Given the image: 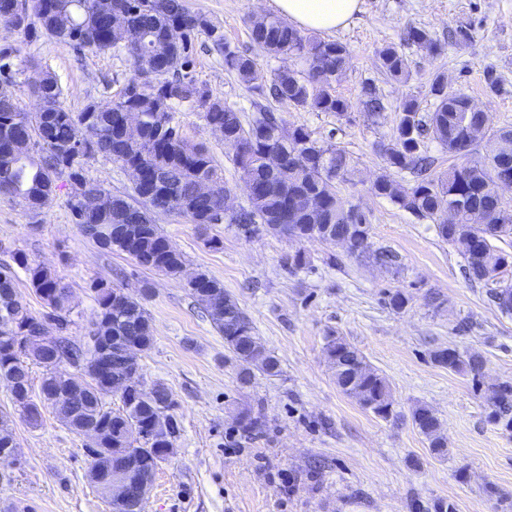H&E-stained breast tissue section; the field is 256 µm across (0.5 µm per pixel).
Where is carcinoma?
I'll list each match as a JSON object with an SVG mask.
<instances>
[{"mask_svg":"<svg viewBox=\"0 0 512 512\" xmlns=\"http://www.w3.org/2000/svg\"><path fill=\"white\" fill-rule=\"evenodd\" d=\"M94 0H38L25 20L18 36L27 40L46 36L56 43L76 50L93 46L106 51L129 45L127 56L134 69L144 64L158 63L164 72L156 89L148 94L132 91L134 79H129L117 99L106 107L87 104L81 111L72 112L62 101V89L55 75L31 61L20 58L19 49L12 45L0 47V55L10 52L16 59L12 77L15 83L24 82L44 107L27 115L26 124L16 129L40 143L42 154L19 167L13 165L11 142L0 139V195L19 199L30 213L33 202L47 195L61 179L85 180L87 176L76 160L59 166V152L76 143L91 130L109 152L108 160L122 168L142 166V182L132 193L121 196L122 205L109 214H100L87 206L77 221L82 234L105 251H122L145 269L170 276H179L185 266L184 255L170 246L158 225L149 223L145 212L157 197L149 196L154 182L162 181L164 188L186 208L168 205L171 212L193 224H210L214 214L224 207L217 197L198 196L195 186L202 179L219 180L222 174L214 157L204 144L189 142L176 117L178 106L188 103L203 110V118L213 128L223 129L233 120L235 139L247 146V152L233 153V162L241 176L249 177L262 186L256 199L231 213L227 223L234 224L247 238L260 233L298 239H328L349 235L345 212L356 208L344 198L339 185L350 181L351 158L347 153L311 137L302 126L290 127L269 107L254 103L255 114L243 122L240 110L213 95L192 75L195 65V41L204 33L211 41V50L224 57V68L233 72L243 84L277 102H286L298 110L330 112L338 116L348 113L350 103L337 96L334 83L346 70L349 58L347 46L339 41L307 36L285 20L268 16L254 21L250 37L268 54L288 56L297 61L296 67H282L265 77L255 61L232 50L224 42V34L200 14L191 11L185 0H149V7L132 17L135 31L108 26L97 21ZM400 41L411 44L428 54H436L440 43L418 27L409 26ZM378 69L389 79L405 81L410 74L407 56L393 43L376 51ZM434 109L424 112L415 96L406 98L399 106L388 143L380 152L385 170L371 186L373 194L384 197L419 218L434 222L435 232L443 241L453 245L466 261L469 275L483 280L489 266L509 264L512 254L496 245L509 238L502 225H512V206L500 201L496 168L512 162L511 152L491 156L481 153L479 144L461 153L469 132L482 127V113L475 109L472 99L460 92L448 90L442 74L436 75L429 87ZM365 114L377 121L387 110L384 98L371 84L364 87L360 99ZM126 112L143 114L139 136L126 137L122 120ZM22 114L14 98H0V122ZM265 126L276 131L274 143L258 135ZM427 140L437 142L453 156L463 158L448 171L435 174L433 161L426 155ZM408 172L413 184L407 189L399 186L393 174ZM313 202L320 221L306 220L300 224H277L275 219L290 207L299 208ZM456 205L453 223L445 222L441 210ZM482 216L484 224L477 229L479 240L469 249L457 243L455 227L473 223L472 213ZM362 227L352 235L347 256L356 260H372L386 265L390 256L372 249L370 225L359 214ZM17 265L27 275L29 287L43 303L45 311L35 314L16 300L17 274L10 266H0V317L8 318L11 330L0 332V381L8 384L14 405L27 420L36 425L41 419L38 404L32 397V369H42L40 395L53 409L57 419L78 433L89 424L98 425L104 433V445L127 449L129 458L146 459L153 448H165L178 433L174 402L168 389L159 384L149 395L121 397L122 410H112L107 395L97 387V358L89 348L72 342L65 335L58 347L66 359L55 363L21 359V340L38 335L46 318L61 321L68 329L72 307L69 289L50 268L32 264L24 254L15 257ZM97 309L92 322L103 336L133 337L139 340L141 351L154 344L155 336L150 316L141 299L121 293L107 283L94 285ZM190 295L207 312L217 331L224 337V347L235 363L241 383L251 382L255 373L273 377L281 372L277 357L256 336L254 327L240 308L238 301L224 289V283L204 273H196V286ZM492 303L503 313L512 314V287L498 293L489 292ZM325 352L334 369L336 385L356 398L373 414L387 418L392 413L393 399L386 379L373 370L365 357L340 336L328 338ZM85 362L88 380L70 376L66 366L78 359ZM431 360L450 371L479 376L475 356L454 348L439 347ZM62 383L83 396L74 405L61 404L53 399L51 389ZM495 401L489 417L502 431L512 432V383L503 382L495 389ZM412 420L418 432L428 441L432 454L443 457L448 453L447 438L435 411L427 405L417 407ZM137 427L146 432L147 441L134 444L129 432ZM16 450L8 417H0V454Z\"/></svg>","mask_w":512,"mask_h":512,"instance_id":"obj_1","label":"carcinoma"}]
</instances>
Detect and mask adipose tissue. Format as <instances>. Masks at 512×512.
Here are the masks:
<instances>
[{
	"instance_id": "adipose-tissue-1",
	"label": "adipose tissue",
	"mask_w": 512,
	"mask_h": 512,
	"mask_svg": "<svg viewBox=\"0 0 512 512\" xmlns=\"http://www.w3.org/2000/svg\"><path fill=\"white\" fill-rule=\"evenodd\" d=\"M272 5L298 28L319 32L346 26L360 10V0H272Z\"/></svg>"
}]
</instances>
